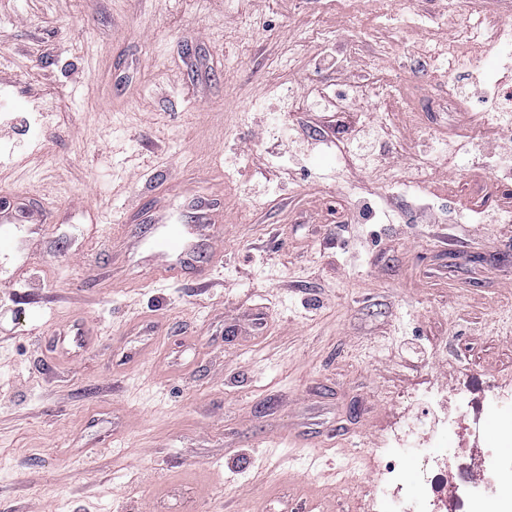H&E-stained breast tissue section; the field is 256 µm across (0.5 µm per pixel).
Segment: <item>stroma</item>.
Here are the masks:
<instances>
[{
    "label": "stroma",
    "instance_id": "stroma-1",
    "mask_svg": "<svg viewBox=\"0 0 512 512\" xmlns=\"http://www.w3.org/2000/svg\"><path fill=\"white\" fill-rule=\"evenodd\" d=\"M464 21L487 36L512 0H0V198L21 217L0 249V512L176 491L359 512L394 428L512 388V174L484 113L512 68L434 60ZM383 82L397 111L338 94ZM200 201L223 262L203 287L154 279L131 246L152 224L114 214L191 224ZM80 321L91 346L52 361ZM508 422L512 403L486 417L489 487L512 485Z\"/></svg>",
    "mask_w": 512,
    "mask_h": 512
}]
</instances>
